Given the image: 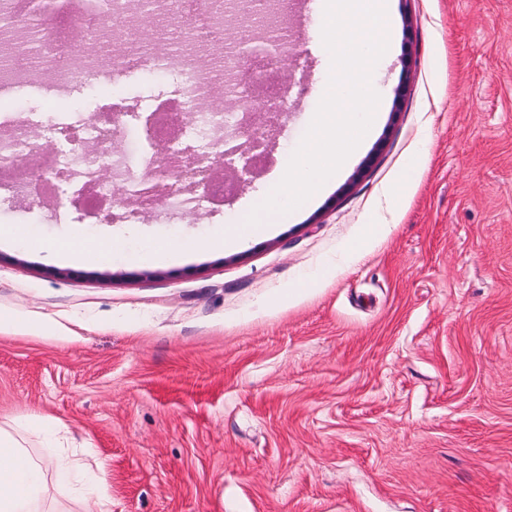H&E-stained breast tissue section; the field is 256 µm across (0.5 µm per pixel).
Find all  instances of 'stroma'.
Returning <instances> with one entry per match:
<instances>
[{
  "label": "stroma",
  "instance_id": "1",
  "mask_svg": "<svg viewBox=\"0 0 512 512\" xmlns=\"http://www.w3.org/2000/svg\"><path fill=\"white\" fill-rule=\"evenodd\" d=\"M318 4L278 15L303 50L295 99L223 202L92 223L0 192V226L42 243H0V427L61 422L112 512H512V0H391L380 119L325 192L238 247L149 256L241 223L283 177L324 95ZM168 83L15 87L0 118L71 124ZM77 228L120 247L52 259Z\"/></svg>",
  "mask_w": 512,
  "mask_h": 512
}]
</instances>
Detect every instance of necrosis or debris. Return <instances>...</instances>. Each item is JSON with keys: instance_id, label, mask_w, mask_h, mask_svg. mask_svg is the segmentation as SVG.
Here are the masks:
<instances>
[{"instance_id": "necrosis-or-debris-1", "label": "necrosis or debris", "mask_w": 512, "mask_h": 512, "mask_svg": "<svg viewBox=\"0 0 512 512\" xmlns=\"http://www.w3.org/2000/svg\"><path fill=\"white\" fill-rule=\"evenodd\" d=\"M129 4L105 0L101 18L116 24L117 30L100 45L88 22L72 16L60 23L40 0H0V88L37 84L49 87L58 98L91 81L108 89L130 71L164 67L175 79V94L149 105L156 119L141 125V142L149 148L167 140L176 150L195 145L205 157L223 148L225 129L239 127L244 113L282 107L288 86L277 67L259 56L248 70H241L232 51L224 48V0H162L165 14L182 31L175 49L164 56L149 40L127 48L132 34L121 29L120 22ZM218 89L233 99V110H200V101ZM80 130L95 145L91 153L74 157L58 151L31 158L26 148L34 134L24 116L13 117L10 131L0 135V176H7L14 193L34 202L49 199L85 217L108 220L126 206L120 187L127 183L128 171L122 155L112 151L120 129L89 121L81 123ZM195 177L207 180L205 193H187L179 182L169 185L172 209H198L231 191L230 185L208 179L205 169H198Z\"/></svg>"}]
</instances>
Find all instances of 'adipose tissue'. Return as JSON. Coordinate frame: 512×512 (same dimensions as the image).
Segmentation results:
<instances>
[{
	"label": "adipose tissue",
	"mask_w": 512,
	"mask_h": 512,
	"mask_svg": "<svg viewBox=\"0 0 512 512\" xmlns=\"http://www.w3.org/2000/svg\"><path fill=\"white\" fill-rule=\"evenodd\" d=\"M69 436L52 419L33 415L20 426L19 434L0 429V512H46L48 481L70 483L74 465L65 454ZM45 451L32 456L31 443Z\"/></svg>",
	"instance_id": "adipose-tissue-1"
}]
</instances>
